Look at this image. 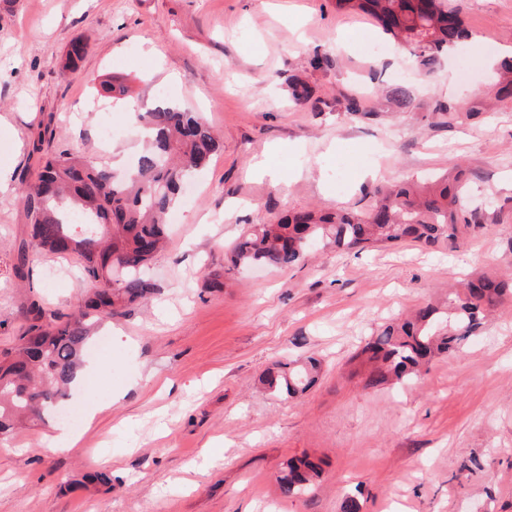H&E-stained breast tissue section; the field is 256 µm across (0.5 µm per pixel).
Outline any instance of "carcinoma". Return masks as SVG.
Returning <instances> with one entry per match:
<instances>
[{"mask_svg":"<svg viewBox=\"0 0 512 512\" xmlns=\"http://www.w3.org/2000/svg\"><path fill=\"white\" fill-rule=\"evenodd\" d=\"M336 7L372 16L426 74L468 37L446 0H336ZM509 98L512 60L501 63L496 91L497 101ZM138 120L147 133L145 147L124 177L74 149L45 153L37 180L23 184L20 200L31 220L32 241L49 253L77 256L92 288L84 308L67 316L31 303L28 325L12 346L0 350V436L54 410L83 364L94 325L152 294L153 285L141 272L164 240L165 220L183 178L219 148L203 119L176 105L161 103ZM461 176L396 183L378 191L377 201L362 212L303 211L276 224H256L232 244L233 262L293 267L318 243L346 252L405 240L453 248L462 229L478 220L466 210ZM507 298H512V278L482 276L463 294L448 298V311L427 304L384 326L359 352L369 367L365 386L409 380L434 357L459 351L485 314ZM319 372L314 357L299 365L278 363L262 384L293 398L306 392ZM318 475L319 466L310 459L290 460L278 478L280 492L296 495Z\"/></svg>","mask_w":512,"mask_h":512,"instance_id":"carcinoma-1","label":"carcinoma"}]
</instances>
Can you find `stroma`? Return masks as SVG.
Returning a JSON list of instances; mask_svg holds the SVG:
<instances>
[{
  "label": "stroma",
  "mask_w": 512,
  "mask_h": 512,
  "mask_svg": "<svg viewBox=\"0 0 512 512\" xmlns=\"http://www.w3.org/2000/svg\"><path fill=\"white\" fill-rule=\"evenodd\" d=\"M451 2L470 36L426 76L336 0H0V349L31 302L68 314L90 287L73 257L30 243L17 195L40 150L83 146L118 167L143 147L129 107L153 108L160 91L219 140L191 178L194 206L167 217L147 271L154 293L108 321V355L85 356L90 389L116 401L69 450L48 415L1 438L0 512H345L351 499L359 512H512V301L411 383L365 387L355 359L382 326L467 279L512 277V103L452 122L433 114L490 96L493 71L475 59L512 48V0ZM76 42L84 53L70 66ZM296 78L319 107L291 99ZM109 82L128 94L114 98ZM397 82L409 108L387 96ZM350 95L362 111H345ZM100 99L113 107L105 145L90 108ZM460 168L480 225L455 249L406 241L319 247L285 270L232 264L252 225L363 211L388 182ZM214 268L223 287L206 281ZM310 356L321 371L305 393L264 389L274 363ZM305 454L321 460L320 478L283 497L280 469ZM96 472L107 482L88 484Z\"/></svg>",
  "instance_id": "stroma-1"
}]
</instances>
